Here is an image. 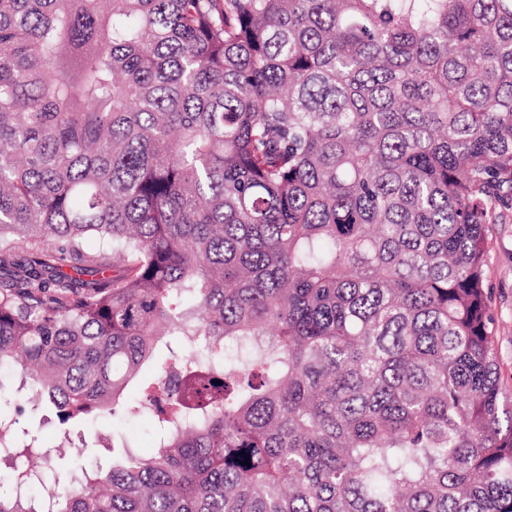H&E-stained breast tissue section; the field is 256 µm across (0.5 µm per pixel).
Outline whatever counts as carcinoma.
<instances>
[{"label": "carcinoma", "instance_id": "carcinoma-1", "mask_svg": "<svg viewBox=\"0 0 512 512\" xmlns=\"http://www.w3.org/2000/svg\"><path fill=\"white\" fill-rule=\"evenodd\" d=\"M509 203L512 0H0V370L154 439L0 512H512ZM499 223L489 244L486 290L496 322L502 379L512 386V206L498 208Z\"/></svg>", "mask_w": 512, "mask_h": 512}]
</instances>
